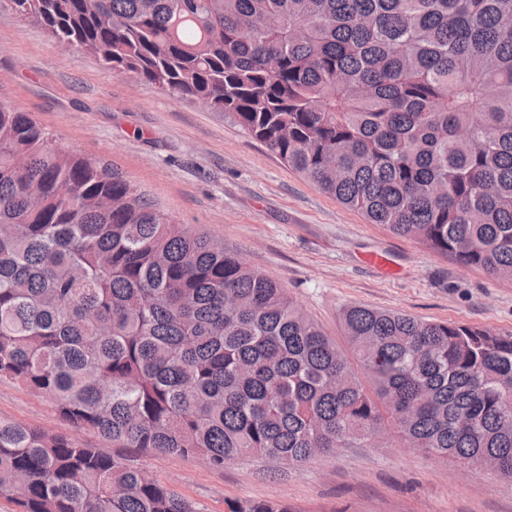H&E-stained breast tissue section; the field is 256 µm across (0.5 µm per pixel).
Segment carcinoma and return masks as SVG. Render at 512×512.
<instances>
[{"instance_id":"cac0c4a2","label":"carcinoma","mask_w":512,"mask_h":512,"mask_svg":"<svg viewBox=\"0 0 512 512\" xmlns=\"http://www.w3.org/2000/svg\"><path fill=\"white\" fill-rule=\"evenodd\" d=\"M15 2L114 73L224 113L369 223L512 282V0ZM341 317L343 346L239 253L0 103V377L124 450L0 419V498L19 512H197L131 458L300 466L381 435L512 479V334Z\"/></svg>"}]
</instances>
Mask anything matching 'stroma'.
<instances>
[{
  "label": "stroma",
  "mask_w": 512,
  "mask_h": 512,
  "mask_svg": "<svg viewBox=\"0 0 512 512\" xmlns=\"http://www.w3.org/2000/svg\"><path fill=\"white\" fill-rule=\"evenodd\" d=\"M0 102L59 143L119 169L178 223L241 253L329 336L343 308L512 332V282L371 224L292 171L223 113L173 97L97 56L66 50L0 8ZM0 418L70 433L53 401L0 378ZM198 512L244 500L292 512H512V480L387 442L299 467L249 457L210 468L192 456L136 460Z\"/></svg>",
  "instance_id": "1"
}]
</instances>
